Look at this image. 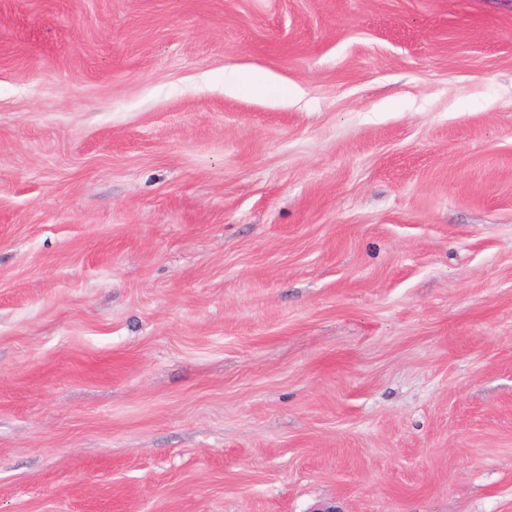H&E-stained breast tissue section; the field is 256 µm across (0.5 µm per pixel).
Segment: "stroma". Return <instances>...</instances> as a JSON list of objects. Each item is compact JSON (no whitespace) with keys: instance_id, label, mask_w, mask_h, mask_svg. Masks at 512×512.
I'll return each mask as SVG.
<instances>
[{"instance_id":"stroma-1","label":"stroma","mask_w":512,"mask_h":512,"mask_svg":"<svg viewBox=\"0 0 512 512\" xmlns=\"http://www.w3.org/2000/svg\"><path fill=\"white\" fill-rule=\"evenodd\" d=\"M326 502L512 512V0H0V512Z\"/></svg>"}]
</instances>
